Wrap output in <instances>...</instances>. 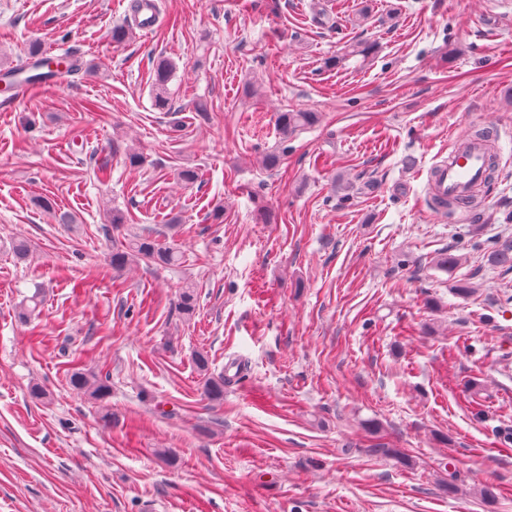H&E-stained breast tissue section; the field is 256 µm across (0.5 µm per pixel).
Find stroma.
<instances>
[{"instance_id": "obj_1", "label": "stroma", "mask_w": 512, "mask_h": 512, "mask_svg": "<svg viewBox=\"0 0 512 512\" xmlns=\"http://www.w3.org/2000/svg\"><path fill=\"white\" fill-rule=\"evenodd\" d=\"M131 3L0 0L1 70L33 38L82 63L20 97L0 82V512H512V271L489 260L512 240V0H156L114 47ZM299 109L322 122L282 139ZM488 127L481 220L436 215L431 167ZM115 205L178 219L182 264L115 273ZM74 367L109 373L107 407ZM175 65L165 57H159L154 67V78L152 80V100L156 109L167 111L170 109L171 101L168 92V83L171 80ZM195 364L198 370L204 375V392L207 399L214 403L219 404L224 400V374L211 373L210 371V359L208 355L198 353L195 356Z\"/></svg>"}]
</instances>
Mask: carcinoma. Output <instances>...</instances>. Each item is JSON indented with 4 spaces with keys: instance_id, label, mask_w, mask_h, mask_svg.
Listing matches in <instances>:
<instances>
[{
    "instance_id": "carcinoma-1",
    "label": "carcinoma",
    "mask_w": 512,
    "mask_h": 512,
    "mask_svg": "<svg viewBox=\"0 0 512 512\" xmlns=\"http://www.w3.org/2000/svg\"><path fill=\"white\" fill-rule=\"evenodd\" d=\"M175 65L167 58L157 59L152 80V100L156 109L167 111L171 101L168 92V83L171 80ZM320 121L317 112L304 110L285 111L279 114L276 124L283 138L293 136L296 132L310 128ZM107 221L111 224L116 236L112 237V251L110 262L112 270L117 273L133 265L145 264L147 267L170 269L181 264L182 255L177 244L168 243L160 235L144 229H125L133 223L129 213L114 206L107 210ZM490 260L502 267L512 270V243H501L490 252ZM176 305L187 318L194 315L197 306V293L191 284H185L180 289ZM195 364L204 375V392L207 399L218 404L224 400V374L217 375L210 371L208 355L199 353L195 356ZM68 384L75 390L87 392L94 400L101 404L107 402L112 395V385L109 378L91 374L81 368L74 369L69 377Z\"/></svg>"
}]
</instances>
